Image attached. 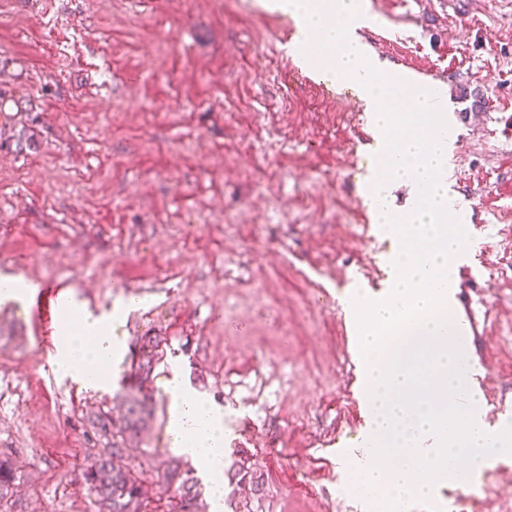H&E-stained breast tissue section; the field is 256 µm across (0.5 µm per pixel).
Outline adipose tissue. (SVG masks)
Masks as SVG:
<instances>
[{
    "mask_svg": "<svg viewBox=\"0 0 512 512\" xmlns=\"http://www.w3.org/2000/svg\"><path fill=\"white\" fill-rule=\"evenodd\" d=\"M122 356L109 316H95L82 309L65 314L62 342L55 356L58 370L91 389L101 388L102 370ZM169 399L167 443L171 451L201 464L210 478L213 508L224 502V412L193 388L179 368H171L164 382Z\"/></svg>",
    "mask_w": 512,
    "mask_h": 512,
    "instance_id": "1",
    "label": "adipose tissue"
}]
</instances>
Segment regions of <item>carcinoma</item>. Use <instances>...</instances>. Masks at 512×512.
Instances as JSON below:
<instances>
[{
    "instance_id": "cac0c4a2",
    "label": "carcinoma",
    "mask_w": 512,
    "mask_h": 512,
    "mask_svg": "<svg viewBox=\"0 0 512 512\" xmlns=\"http://www.w3.org/2000/svg\"><path fill=\"white\" fill-rule=\"evenodd\" d=\"M161 339L143 338L138 361L134 368V381L126 386L127 408L116 421L107 413L95 419L96 426L112 437V443L101 449L86 469L84 478L96 497L99 512H144L142 476L144 472L123 462L127 445L137 440L145 429L150 413L152 396L142 391L143 383L153 370ZM17 473L8 460H0V508L7 507L14 495ZM165 491L169 493L170 512H198L197 481L188 471L174 467L165 470Z\"/></svg>"
}]
</instances>
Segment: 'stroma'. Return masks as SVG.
Listing matches in <instances>:
<instances>
[{"label":"stroma","instance_id":"35a3bbf8","mask_svg":"<svg viewBox=\"0 0 512 512\" xmlns=\"http://www.w3.org/2000/svg\"><path fill=\"white\" fill-rule=\"evenodd\" d=\"M385 73L445 91L448 170L469 207L455 314L489 429L512 423V0H366ZM290 16L261 0H0V278L67 283L118 313L123 357L74 388L26 300L0 305L7 512H97L84 472L143 337L163 340L152 419L126 460L167 512L164 381L224 410V512H367L346 460L367 425L356 325L337 295L389 286L348 85L299 78ZM512 512V457L413 512ZM16 468L8 460H0V511L6 508L14 495L17 479Z\"/></svg>","mask_w":512,"mask_h":512}]
</instances>
